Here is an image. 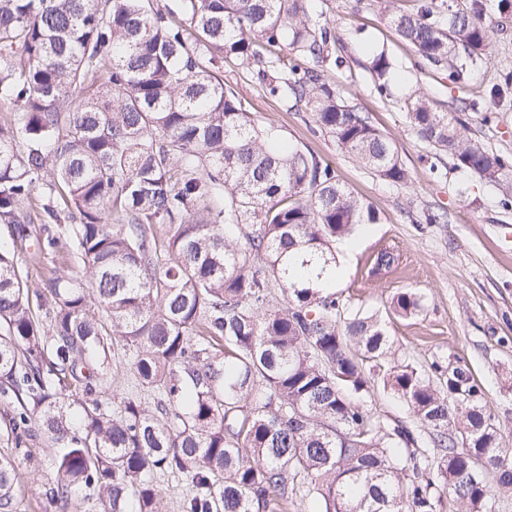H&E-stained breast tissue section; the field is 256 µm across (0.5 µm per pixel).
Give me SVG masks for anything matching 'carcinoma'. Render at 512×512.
I'll use <instances>...</instances> for the list:
<instances>
[{"instance_id":"obj_1","label":"carcinoma","mask_w":512,"mask_h":512,"mask_svg":"<svg viewBox=\"0 0 512 512\" xmlns=\"http://www.w3.org/2000/svg\"><path fill=\"white\" fill-rule=\"evenodd\" d=\"M387 24L457 83L486 63L480 0H381ZM335 27L305 0H0V392L20 411L15 445L59 448L51 498L98 491L100 512H161L156 476L188 492L183 512H260L289 486L318 512H502L512 449L464 365L422 371L385 326L336 294L333 243L377 211L279 125L224 85V59L312 113L363 167L407 180L392 140L326 79ZM387 93L391 63L370 61ZM415 133L512 198V159L467 137L418 94ZM37 194L43 222L24 204ZM59 256L31 290L26 264ZM43 300L30 308V294ZM395 315L420 307L403 291ZM125 352L136 394L82 406ZM401 399L428 439L361 401ZM19 462L0 457V509Z\"/></svg>"}]
</instances>
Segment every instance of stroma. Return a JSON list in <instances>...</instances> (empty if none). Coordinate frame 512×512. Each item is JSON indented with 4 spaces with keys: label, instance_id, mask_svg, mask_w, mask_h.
<instances>
[{
    "label": "stroma",
    "instance_id": "1",
    "mask_svg": "<svg viewBox=\"0 0 512 512\" xmlns=\"http://www.w3.org/2000/svg\"><path fill=\"white\" fill-rule=\"evenodd\" d=\"M306 5L336 28L332 52L343 64L329 69L328 78L392 139L408 174L405 184L388 183L363 169L318 128L311 113L268 97L235 62L225 61L224 81L247 99L257 119L275 121L291 143L330 163L340 182L378 211L379 223L356 228L336 284L347 307L384 321L398 357L419 369L436 361L469 367L485 393L503 447L512 448V242L504 240L512 230V206L502 205L497 187L419 138L406 117L415 93L442 112L450 111L457 98L485 95L482 111L461 112L457 118L470 138L512 157V89L487 95L502 66L512 65V13L487 6L483 20L491 35L489 61L457 86L447 71L421 63L387 25L376 0H307ZM374 49L385 51L397 75L384 96L377 93L369 70ZM430 210L447 211V223H426ZM384 249L399 264L373 274ZM401 291L419 296L416 315L390 317V302ZM12 411L0 398V455L21 459L12 512H58L48 495L56 449L42 437L15 445L7 431Z\"/></svg>",
    "mask_w": 512,
    "mask_h": 512
}]
</instances>
